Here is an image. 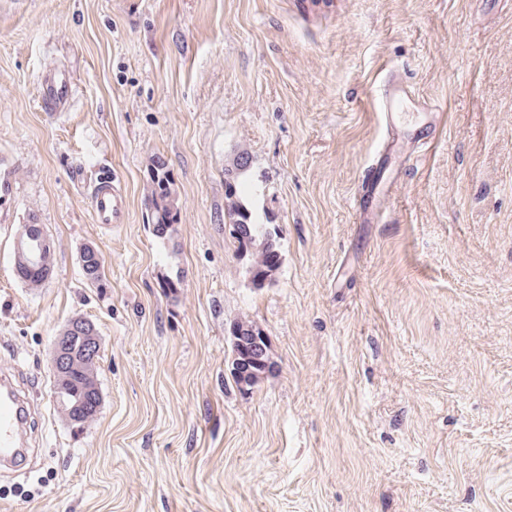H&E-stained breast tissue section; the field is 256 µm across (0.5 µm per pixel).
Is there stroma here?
<instances>
[{
    "instance_id": "obj_1",
    "label": "stroma",
    "mask_w": 512,
    "mask_h": 512,
    "mask_svg": "<svg viewBox=\"0 0 512 512\" xmlns=\"http://www.w3.org/2000/svg\"><path fill=\"white\" fill-rule=\"evenodd\" d=\"M54 69L75 95L52 116ZM391 69L443 117L430 151L400 144L386 223L359 224ZM242 153L279 231L260 281L224 234ZM1 155L0 370L26 368L40 428L33 469H0V512H512V0H0ZM103 169L128 199L109 228L88 198ZM30 222L54 244L39 288L13 275ZM77 316L102 339L79 432L48 367ZM244 317L271 361L248 391ZM72 100V86L62 69L47 72L40 81L39 104L43 112H61ZM1 165L4 168L0 169V220L2 223H6L11 213L16 191L11 168L5 166L4 161ZM160 167L152 171L147 200L154 217V232L166 236L178 222V205L169 173L164 165ZM88 249L91 252H96L92 246H88ZM91 252L86 253L82 260L79 258V261L83 263H81V266L85 279L91 285L101 288L103 285L101 260L98 253L94 254Z\"/></svg>"
}]
</instances>
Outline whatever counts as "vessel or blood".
<instances>
[{"instance_id":"vessel-or-blood-1","label":"vessel or blood","mask_w":512,"mask_h":512,"mask_svg":"<svg viewBox=\"0 0 512 512\" xmlns=\"http://www.w3.org/2000/svg\"><path fill=\"white\" fill-rule=\"evenodd\" d=\"M72 99V86L64 70L47 72L40 81L39 104L42 111H62ZM382 117L388 127L400 124L407 111H416L421 122L435 125L437 112L400 79L388 80L382 91ZM404 164L403 157L393 149L376 153L362 179L354 199L356 221L378 224L386 212V202L393 193ZM16 191L11 168L0 169V220L8 221ZM93 220L108 227L126 221L127 203L118 176L109 170L100 171L89 188ZM28 408L24 399L9 381L0 382V464L18 465L26 454Z\"/></svg>"}]
</instances>
